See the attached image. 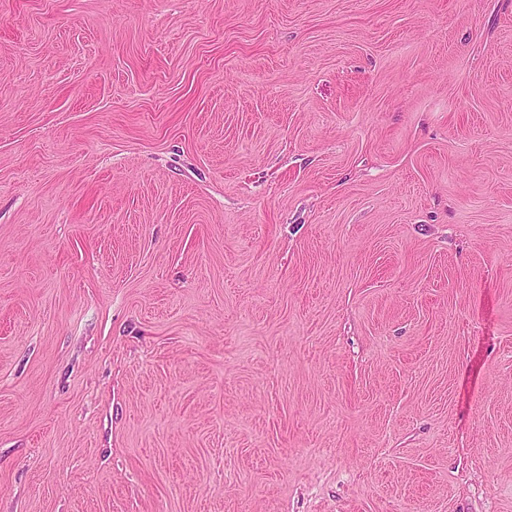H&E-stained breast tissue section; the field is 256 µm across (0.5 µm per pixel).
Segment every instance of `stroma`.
Masks as SVG:
<instances>
[{"label": "stroma", "mask_w": 512, "mask_h": 512, "mask_svg": "<svg viewBox=\"0 0 512 512\" xmlns=\"http://www.w3.org/2000/svg\"><path fill=\"white\" fill-rule=\"evenodd\" d=\"M0 512H512V0H0Z\"/></svg>", "instance_id": "stroma-1"}]
</instances>
